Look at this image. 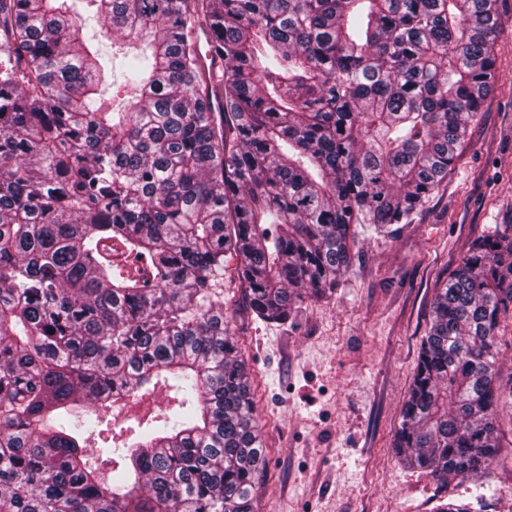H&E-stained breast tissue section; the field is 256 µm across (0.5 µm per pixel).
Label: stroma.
<instances>
[{
    "label": "stroma",
    "mask_w": 512,
    "mask_h": 512,
    "mask_svg": "<svg viewBox=\"0 0 512 512\" xmlns=\"http://www.w3.org/2000/svg\"><path fill=\"white\" fill-rule=\"evenodd\" d=\"M498 9L494 86L412 222L363 233L336 290L292 322L262 321L240 289H224L266 448L256 512H433L442 497L512 512V402L498 413L505 450L489 476L443 487L392 448L437 288L487 227L512 222V0Z\"/></svg>",
    "instance_id": "1"
}]
</instances>
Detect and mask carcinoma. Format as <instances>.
<instances>
[{
  "mask_svg": "<svg viewBox=\"0 0 512 512\" xmlns=\"http://www.w3.org/2000/svg\"><path fill=\"white\" fill-rule=\"evenodd\" d=\"M497 0H0V512H255L224 272L263 321L407 224L495 82ZM93 29L91 40L79 33ZM123 59L124 95L104 73ZM512 224L434 296L395 454L484 477ZM171 401L90 437L127 397Z\"/></svg>",
  "mask_w": 512,
  "mask_h": 512,
  "instance_id": "carcinoma-1",
  "label": "carcinoma"
}]
</instances>
